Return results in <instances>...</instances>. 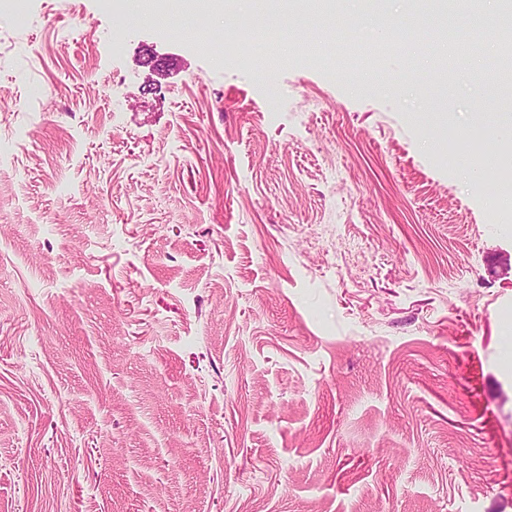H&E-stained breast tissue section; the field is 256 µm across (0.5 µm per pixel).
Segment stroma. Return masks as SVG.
Here are the masks:
<instances>
[{
  "label": "stroma",
  "instance_id": "1",
  "mask_svg": "<svg viewBox=\"0 0 512 512\" xmlns=\"http://www.w3.org/2000/svg\"><path fill=\"white\" fill-rule=\"evenodd\" d=\"M126 5L0 10V512H512L497 37ZM288 31V25H271L256 32H248L247 40L255 42L258 46H270L282 41L283 35Z\"/></svg>",
  "mask_w": 512,
  "mask_h": 512
}]
</instances>
